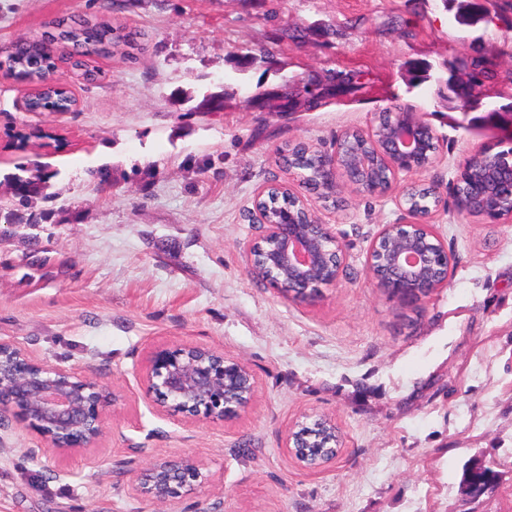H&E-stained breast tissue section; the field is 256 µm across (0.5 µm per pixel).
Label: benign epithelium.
Masks as SVG:
<instances>
[{
    "label": "benign epithelium",
    "mask_w": 512,
    "mask_h": 512,
    "mask_svg": "<svg viewBox=\"0 0 512 512\" xmlns=\"http://www.w3.org/2000/svg\"><path fill=\"white\" fill-rule=\"evenodd\" d=\"M436 139L433 128L415 112L402 113V122L387 139L376 144L380 156L393 173L417 174L434 161L419 160L422 148ZM368 155L344 166L322 159L315 178L300 174L299 183L318 181L326 197H334L345 186L365 192L369 185ZM512 216V164L494 175L492 183H480L458 196L455 211L471 217L486 216L491 194ZM252 222L263 233L251 242L268 245L265 282L289 299H312L319 288L336 284L346 263V254L328 226L300 222L293 211L270 221L254 208ZM452 259L429 225L419 217L409 224H387L373 240L366 257L376 286L407 306H418L434 293L448 287L441 269H450ZM144 396L172 414L202 417L222 422L250 402L256 380L241 360L207 347L178 344L150 352L143 373ZM116 395L90 378L64 368L51 367L30 357L22 349L0 342V418L13 414L28 429L41 435L47 449L57 454L79 453L97 447L105 431L106 415ZM320 417L303 433L298 425L287 430L285 447L309 469L321 468L336 459L338 434L319 431ZM205 484L200 464L188 456L161 459L140 472L135 490L157 503H169L197 493Z\"/></svg>",
    "instance_id": "7a95c632"
}]
</instances>
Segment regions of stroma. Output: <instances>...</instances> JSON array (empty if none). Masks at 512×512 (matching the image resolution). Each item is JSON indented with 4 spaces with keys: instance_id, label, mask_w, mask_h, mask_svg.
<instances>
[{
    "instance_id": "obj_1",
    "label": "stroma",
    "mask_w": 512,
    "mask_h": 512,
    "mask_svg": "<svg viewBox=\"0 0 512 512\" xmlns=\"http://www.w3.org/2000/svg\"><path fill=\"white\" fill-rule=\"evenodd\" d=\"M455 0H0V342L113 391L98 447L56 455L13 417L0 424V512H512V221L440 210L453 259L447 288L410 307L368 276L383 225L403 224L397 191L308 193L347 255L313 301L249 274L256 190L288 177L285 143L331 153L386 110L419 113L438 137L416 181L449 193L491 127H461L459 103L412 90L408 64L480 57L512 103V9L458 25ZM138 31L142 50L84 56L56 43L71 112H27L3 62L22 38L63 18ZM252 54L245 72L233 55ZM93 71L86 81L84 71ZM357 93L278 111L288 84L328 76ZM37 186L20 200L9 176ZM194 343L244 361L250 405L212 423L159 411L142 391L154 348ZM325 415L336 459L305 469L289 426ZM196 459L207 479L159 504L134 489L150 463ZM492 469L480 498L466 471Z\"/></svg>"
}]
</instances>
